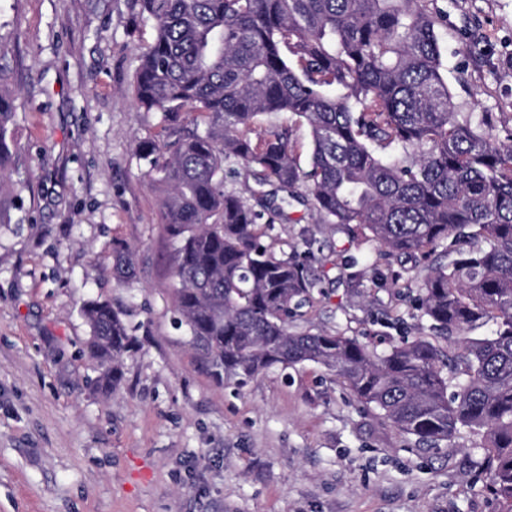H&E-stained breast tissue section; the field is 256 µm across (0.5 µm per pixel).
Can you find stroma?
Returning <instances> with one entry per match:
<instances>
[{
    "label": "stroma",
    "mask_w": 512,
    "mask_h": 512,
    "mask_svg": "<svg viewBox=\"0 0 512 512\" xmlns=\"http://www.w3.org/2000/svg\"><path fill=\"white\" fill-rule=\"evenodd\" d=\"M435 5L456 111L512 120V0ZM154 36L138 0H0V93L14 105L1 132L0 512H502L477 475L482 437L420 448L311 362L215 383L179 323L165 188L135 151L160 130L132 88ZM224 188L261 213L279 206L270 246L310 258L320 290L290 330L460 353L407 297L451 253L377 259L355 226L319 223L304 189L242 163ZM93 300L134 338L109 393L88 348Z\"/></svg>",
    "instance_id": "obj_1"
}]
</instances>
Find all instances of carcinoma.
<instances>
[{
    "label": "carcinoma",
    "mask_w": 512,
    "mask_h": 512,
    "mask_svg": "<svg viewBox=\"0 0 512 512\" xmlns=\"http://www.w3.org/2000/svg\"><path fill=\"white\" fill-rule=\"evenodd\" d=\"M155 37L134 75L138 106L161 131L136 153L167 187L172 288L193 347L217 381L243 385L274 366L313 362L336 374L418 445L461 431L487 440L486 487L512 503V127L459 117L442 75L443 15L431 0H139ZM202 129L184 133L183 113ZM290 113L310 128L309 168L292 131L259 120ZM11 115L0 95V171ZM254 166L292 195L302 184L325 224H354L385 255H426L467 239L423 279L415 310L462 335L450 364L425 340L377 352L340 334L290 332L316 279L296 254L265 243L244 198L224 191V164ZM116 250L113 273L129 277ZM88 347L110 391L134 339L106 302L85 305ZM493 323L489 336H469Z\"/></svg>",
    "instance_id": "1"
}]
</instances>
